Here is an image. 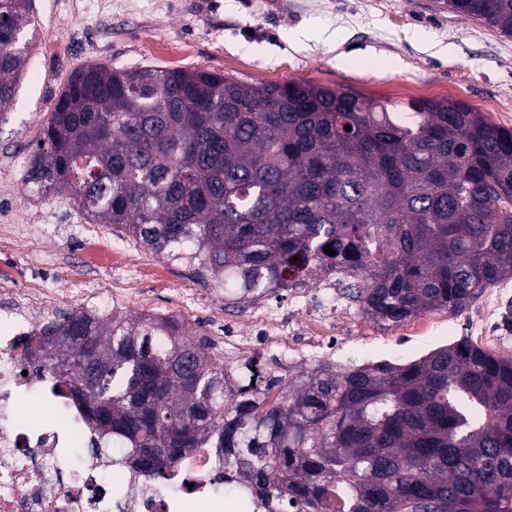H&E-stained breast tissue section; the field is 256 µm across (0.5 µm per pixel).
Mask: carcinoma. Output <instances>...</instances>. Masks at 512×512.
<instances>
[{
    "instance_id": "obj_1",
    "label": "carcinoma",
    "mask_w": 512,
    "mask_h": 512,
    "mask_svg": "<svg viewBox=\"0 0 512 512\" xmlns=\"http://www.w3.org/2000/svg\"><path fill=\"white\" fill-rule=\"evenodd\" d=\"M436 3L512 36V0ZM32 12L0 0V112ZM29 181L232 307L331 282L399 322L512 278V131L457 101H414L404 118L306 81L90 63L58 97ZM27 352L83 409L95 448L157 481L207 448L215 490L235 468L268 512H512V357L467 337L406 364L270 373L258 391L252 360L172 316L54 311Z\"/></svg>"
}]
</instances>
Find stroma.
<instances>
[{
  "label": "stroma",
  "instance_id": "stroma-1",
  "mask_svg": "<svg viewBox=\"0 0 512 512\" xmlns=\"http://www.w3.org/2000/svg\"><path fill=\"white\" fill-rule=\"evenodd\" d=\"M34 13L19 91L0 113V190L18 203L8 214L15 236H0V281L42 266L44 293L58 310L80 308L92 294L137 313L185 311L186 326L225 359L254 357L282 376L316 361L410 362L465 336L512 356V279L463 311L432 309L397 323L374 321L341 297L323 312L320 285L228 307L187 268L109 225L89 227L66 193H39L28 181L60 92L88 63L202 68L253 84L303 80L398 106L451 98L512 130V36L434 0H34ZM340 55L347 65H337ZM266 309L283 320L282 345L225 344V324L250 335L253 315Z\"/></svg>",
  "mask_w": 512,
  "mask_h": 512
}]
</instances>
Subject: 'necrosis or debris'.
I'll use <instances>...</instances> for the list:
<instances>
[{
  "instance_id": "necrosis-or-debris-1",
  "label": "necrosis or debris",
  "mask_w": 512,
  "mask_h": 512,
  "mask_svg": "<svg viewBox=\"0 0 512 512\" xmlns=\"http://www.w3.org/2000/svg\"><path fill=\"white\" fill-rule=\"evenodd\" d=\"M36 322L27 308L0 311V512H188L216 503L209 451L172 469L179 491L170 496L118 457L94 452L97 432L24 359Z\"/></svg>"
}]
</instances>
